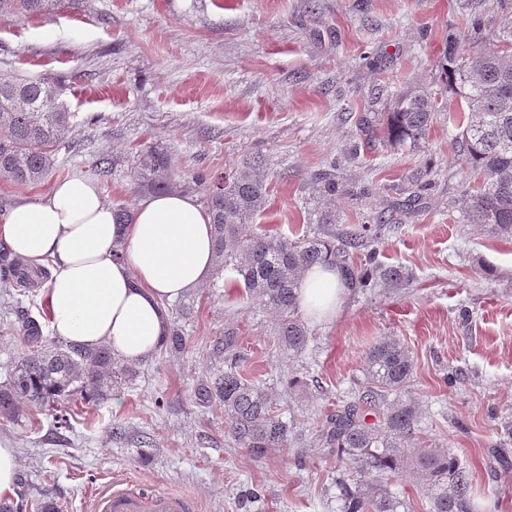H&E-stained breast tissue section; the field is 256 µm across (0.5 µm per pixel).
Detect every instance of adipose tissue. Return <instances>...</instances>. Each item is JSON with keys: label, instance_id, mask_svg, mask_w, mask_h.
<instances>
[{"label": "adipose tissue", "instance_id": "adipose-tissue-1", "mask_svg": "<svg viewBox=\"0 0 512 512\" xmlns=\"http://www.w3.org/2000/svg\"><path fill=\"white\" fill-rule=\"evenodd\" d=\"M0 246L22 265L51 267L45 296L54 336L108 346L130 364L157 350L167 303L203 285L214 267L211 217L193 197L153 195L124 219L82 175L15 201L0 218ZM343 291L335 266L316 267L302 275L300 305L320 320Z\"/></svg>", "mask_w": 512, "mask_h": 512}]
</instances>
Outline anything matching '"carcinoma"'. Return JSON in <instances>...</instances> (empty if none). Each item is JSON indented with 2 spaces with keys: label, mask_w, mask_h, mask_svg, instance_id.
<instances>
[{
  "label": "carcinoma",
  "mask_w": 512,
  "mask_h": 512,
  "mask_svg": "<svg viewBox=\"0 0 512 512\" xmlns=\"http://www.w3.org/2000/svg\"><path fill=\"white\" fill-rule=\"evenodd\" d=\"M62 0H0V12L32 17L59 6ZM460 35L448 34L441 69L448 88L461 100L458 160L463 169L480 176L464 190L461 223L479 224L512 240V31L503 46L459 52ZM64 85L49 77L0 79V178L21 185L42 181L54 165L55 147L68 135L70 112L62 101ZM443 106L430 93L413 90L396 98L385 138L392 146L420 143ZM130 176L142 190L156 194L196 191L212 219L215 270L230 266L239 276L247 298L277 316L274 342L286 357L307 346L309 330L298 317L301 273L325 262L335 263L349 288L379 282L393 287L409 283L398 266L355 260L357 251L375 243L387 222L360 224L341 233L333 230L336 214L325 211L316 229L287 238L248 233L246 226L268 202L264 163L253 159L231 174L198 171L176 181V164L167 148L149 146L136 153ZM43 269L26 268L0 253V278L11 288H29L44 278ZM24 341L30 346L9 368L0 384V416L9 417L21 405L35 412L53 409L75 397L104 398L126 382L131 370L112 349H88L60 339H45L39 326L21 316ZM162 346L185 349L186 338L172 323ZM210 357L224 364L194 392L201 406L219 404L232 438L260 458L270 448L288 443V422L273 407L269 388L252 383L240 372L241 336L224 328ZM364 386L357 398L326 416L320 434L353 464L355 477L343 483L341 512H398L399 502L377 492V477L398 471L409 461L424 482L431 512H471V482L450 448H410L416 434L419 404L408 396L415 362L408 347L392 336L377 339L364 357ZM373 414L376 420L367 421Z\"/></svg>",
  "instance_id": "cac0c4a2"
}]
</instances>
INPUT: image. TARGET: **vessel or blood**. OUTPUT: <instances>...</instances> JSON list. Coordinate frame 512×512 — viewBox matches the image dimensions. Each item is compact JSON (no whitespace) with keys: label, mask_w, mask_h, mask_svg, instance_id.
<instances>
[{"label":"vessel or blood","mask_w":512,"mask_h":512,"mask_svg":"<svg viewBox=\"0 0 512 512\" xmlns=\"http://www.w3.org/2000/svg\"><path fill=\"white\" fill-rule=\"evenodd\" d=\"M195 501L174 492H158L136 482L111 478L99 487L93 512H196Z\"/></svg>","instance_id":"obj_1"}]
</instances>
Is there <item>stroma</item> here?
I'll return each instance as SVG.
<instances>
[{
    "label": "stroma",
    "instance_id": "35a3bbf8",
    "mask_svg": "<svg viewBox=\"0 0 512 512\" xmlns=\"http://www.w3.org/2000/svg\"><path fill=\"white\" fill-rule=\"evenodd\" d=\"M476 16L481 30L462 50L512 30V0H62L38 17L0 13V78L58 80L73 115L46 178L0 179V214L53 182L96 179L104 155L119 166L99 181L101 194L133 209L145 194L125 163L160 144L185 179L263 159L269 202L258 223L289 236L315 223L324 201L313 175L332 167L337 230L391 216L378 259L412 276L403 288L345 291L332 318L309 321L307 349L287 360L270 336L272 314L242 295L227 300L233 270L212 274L182 299L185 351L156 350L112 396L74 400L66 426L24 407L0 418L25 506L53 499L59 512H91L97 489L123 475L186 494L198 512H340L345 466L319 429L357 397L370 345L394 336L416 366L417 447L453 449L473 512H512V438L500 427L512 421V243L459 221L468 181L448 114L460 99L439 80L448 32ZM415 89L448 103L418 147L360 132L361 115H386L397 94ZM427 165L433 183L418 198L409 177ZM45 286L0 293V382L24 351L14 308L49 324ZM228 325L242 336L243 375L271 388L296 425L287 447L260 459L231 438L222 406L194 402L213 368L209 344ZM292 378L305 397L289 394ZM384 485L404 512H430L412 466Z\"/></svg>",
    "mask_w": 512,
    "mask_h": 512
}]
</instances>
